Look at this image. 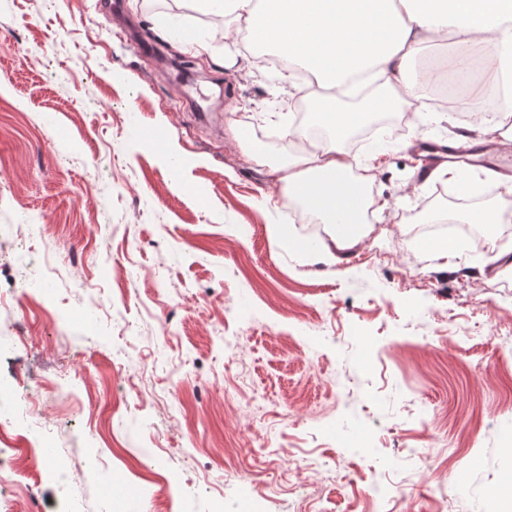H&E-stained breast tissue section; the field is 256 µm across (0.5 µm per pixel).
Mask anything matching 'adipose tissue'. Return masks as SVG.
<instances>
[{"instance_id":"adipose-tissue-1","label":"adipose tissue","mask_w":512,"mask_h":512,"mask_svg":"<svg viewBox=\"0 0 512 512\" xmlns=\"http://www.w3.org/2000/svg\"><path fill=\"white\" fill-rule=\"evenodd\" d=\"M194 6L231 17L237 32L258 45H274L295 61L279 75L289 95L311 82L327 88L311 124L324 130L315 151L295 155L288 166L271 167L288 198L336 224L338 232L324 246L325 258L342 254L363 239L354 232L363 202L348 174L353 158L344 141L364 122L353 113L337 119V97L360 77L372 75L380 86L404 89L408 106L423 46L452 39L464 62L445 89L461 107H469L476 78L492 77L493 123L485 134L512 142V0H193Z\"/></svg>"}]
</instances>
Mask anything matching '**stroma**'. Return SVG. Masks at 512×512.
Segmentation results:
<instances>
[{
	"label": "stroma",
	"instance_id": "1",
	"mask_svg": "<svg viewBox=\"0 0 512 512\" xmlns=\"http://www.w3.org/2000/svg\"><path fill=\"white\" fill-rule=\"evenodd\" d=\"M230 18L187 0H0V292L11 307L0 326L21 323L26 344L0 358V376L19 368L67 377L43 391L49 422L18 426L19 473L39 512H105L114 472L179 512L193 497L207 512V483L229 460L271 448L288 479L306 486L319 512H367L364 493L389 483L399 512H431L442 473L469 492L445 512H483L481 493L511 483L502 432L512 431V242L481 253L467 243L436 258L412 235L426 215L447 210V178L416 194L417 139L468 133L460 113L432 109L416 128L396 105L366 125L404 122L405 133L359 158L381 165L350 180L373 200L391 199L369 249L336 263L312 261L333 224L296 223L270 166L298 149L296 117L319 97H289L260 69L263 50L225 46ZM206 36L209 48L191 49ZM165 130L162 145L150 137ZM278 130L287 148L264 142ZM287 226L289 241L268 233ZM105 270L104 287H77ZM27 276L29 287L19 285ZM94 313L95 340L66 329L60 312ZM244 309L238 320L225 307ZM177 334L159 343L163 322ZM374 341L373 358L352 356L350 335ZM320 336L318 349L305 340ZM239 344L224 353L225 338ZM125 376L114 379L115 364ZM232 366L243 395L225 392ZM142 429L160 460L124 447L122 428ZM363 427L378 448H339L329 426ZM60 461L26 454L44 432ZM431 449L435 472L420 456Z\"/></svg>",
	"mask_w": 512,
	"mask_h": 512
}]
</instances>
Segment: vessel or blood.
I'll return each instance as SVG.
<instances>
[{
    "mask_svg": "<svg viewBox=\"0 0 512 512\" xmlns=\"http://www.w3.org/2000/svg\"><path fill=\"white\" fill-rule=\"evenodd\" d=\"M414 150L424 153L426 169H433L434 165L445 157H455L461 160H474L481 166L487 175L495 180L512 178V152L499 146L496 139L472 137L466 144L456 142H417Z\"/></svg>",
    "mask_w": 512,
    "mask_h": 512,
    "instance_id": "1",
    "label": "vessel or blood"
}]
</instances>
